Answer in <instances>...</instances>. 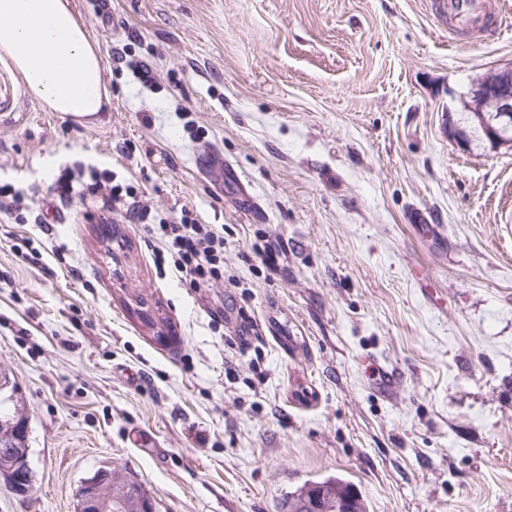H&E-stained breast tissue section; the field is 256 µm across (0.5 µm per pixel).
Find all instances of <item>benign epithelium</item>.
<instances>
[{
	"instance_id": "1",
	"label": "benign epithelium",
	"mask_w": 512,
	"mask_h": 512,
	"mask_svg": "<svg viewBox=\"0 0 512 512\" xmlns=\"http://www.w3.org/2000/svg\"><path fill=\"white\" fill-rule=\"evenodd\" d=\"M461 111L479 129L490 148L512 149V65L477 78L461 97ZM28 420L19 407L7 421H0V477L17 492L33 484L27 463ZM120 471L100 473L76 491V512H112V495L123 484Z\"/></svg>"
}]
</instances>
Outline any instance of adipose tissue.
Returning a JSON list of instances; mask_svg holds the SVG:
<instances>
[{
    "mask_svg": "<svg viewBox=\"0 0 512 512\" xmlns=\"http://www.w3.org/2000/svg\"><path fill=\"white\" fill-rule=\"evenodd\" d=\"M0 54L47 111L93 123L111 106L100 47L72 0H0Z\"/></svg>",
    "mask_w": 512,
    "mask_h": 512,
    "instance_id": "obj_1",
    "label": "adipose tissue"
}]
</instances>
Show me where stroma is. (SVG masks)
Listing matches in <instances>:
<instances>
[{
    "instance_id": "35a3bbf8",
    "label": "stroma",
    "mask_w": 512,
    "mask_h": 512,
    "mask_svg": "<svg viewBox=\"0 0 512 512\" xmlns=\"http://www.w3.org/2000/svg\"><path fill=\"white\" fill-rule=\"evenodd\" d=\"M445 2L74 0L101 126L46 111L0 56V185L29 206L0 211V372L34 473L0 479V512H75L113 468L157 512H281L330 476L368 512H512V150L450 133L512 64V0L481 36L449 33ZM81 165L223 226L241 287L160 276L105 194L49 193ZM10 197V198H9ZM0 198H9V202L5 203L4 211L8 212L14 219L16 224L27 223L28 218L25 216V212L28 210L27 204L22 193L14 191L12 192L9 188L0 187Z\"/></svg>"
}]
</instances>
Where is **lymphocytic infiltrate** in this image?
<instances>
[{
    "label": "lymphocytic infiltrate",
    "instance_id": "1",
    "mask_svg": "<svg viewBox=\"0 0 512 512\" xmlns=\"http://www.w3.org/2000/svg\"><path fill=\"white\" fill-rule=\"evenodd\" d=\"M102 189L107 191L110 202L131 210L139 223L147 225L156 242L159 269L170 270L191 288L206 287L228 278L223 230L201 223L189 209H181L175 217L154 212L143 204L138 188L116 180L109 171L96 168L78 173L62 171L53 182L51 193L62 201L82 202Z\"/></svg>",
    "mask_w": 512,
    "mask_h": 512
}]
</instances>
